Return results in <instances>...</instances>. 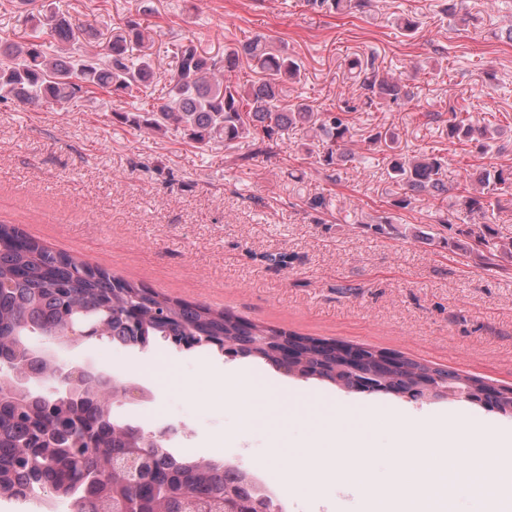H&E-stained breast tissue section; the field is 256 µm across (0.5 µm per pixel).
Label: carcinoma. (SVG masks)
I'll return each mask as SVG.
<instances>
[{
    "label": "carcinoma",
    "mask_w": 512,
    "mask_h": 512,
    "mask_svg": "<svg viewBox=\"0 0 512 512\" xmlns=\"http://www.w3.org/2000/svg\"><path fill=\"white\" fill-rule=\"evenodd\" d=\"M315 11L365 13L372 0H306ZM31 33L16 40L0 39V100L26 105L90 100L98 93L137 98L153 87L155 69L146 52L149 31L134 19L112 27L109 37L93 23L76 24L58 12H29ZM421 16H398L396 28L405 36L422 29ZM255 62L260 77L240 83L233 79L239 57ZM174 69L161 101L149 108L117 111L121 122L148 134L173 129L200 146H230L241 139L257 145L300 136V147L329 172L354 164L356 172L380 165L396 186L391 207L406 209L418 196L434 202L448 199V158L426 150L399 149L392 128L371 130L366 137L371 155L356 157L349 148L358 111L346 104L315 110L303 99L285 102L288 85L301 81L303 66L257 36L240 46L212 54L192 38L174 45ZM345 68L363 90V105L403 108L419 100L418 87L405 78L384 77L374 57L355 55ZM448 141L475 147L481 156L500 154L512 135L490 120L476 123L471 113L448 109ZM512 190V167L489 164L477 185L462 188L455 214L482 219L467 231L472 243L464 249L489 269L512 259V240H495L489 225L502 210L501 196ZM102 327L101 336L115 345L149 347L161 337L187 347L202 342L218 350L234 347L242 358H260L306 380L316 379L363 393L440 402L450 392L485 388L475 377L432 368L397 354L390 362L385 350L367 347L353 363L347 353L327 342L297 333L265 328L228 310L171 299L109 271L57 252L0 224V356L30 348L29 336L49 339ZM266 336H286L293 357L283 361L279 345ZM30 369L45 383L55 384L56 363L44 359ZM12 377H0V498L27 499L51 495L67 500L72 512H221L224 491L231 488L243 500L259 501L261 512L272 509L271 496L253 489L255 477L246 471L227 479L224 464L184 458L163 445L150 449L145 474L131 478L120 463L142 437L120 430L123 422L112 407L101 404L110 383L82 371L69 395L47 391H15ZM482 408L512 415V389L491 391Z\"/></svg>",
    "instance_id": "1"
}]
</instances>
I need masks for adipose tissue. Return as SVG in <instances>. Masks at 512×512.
I'll list each match as a JSON object with an SVG mask.
<instances>
[{
  "instance_id": "obj_1",
  "label": "adipose tissue",
  "mask_w": 512,
  "mask_h": 512,
  "mask_svg": "<svg viewBox=\"0 0 512 512\" xmlns=\"http://www.w3.org/2000/svg\"><path fill=\"white\" fill-rule=\"evenodd\" d=\"M259 378V372L233 364L225 366L220 379L225 401L243 404L255 411L260 406L276 404L281 387L270 384L264 394H257L254 383ZM366 445L361 430H339L330 426L318 428L311 448L297 453L290 472L299 480L312 472L323 473L326 483L339 489L364 483L368 457L362 449Z\"/></svg>"
}]
</instances>
